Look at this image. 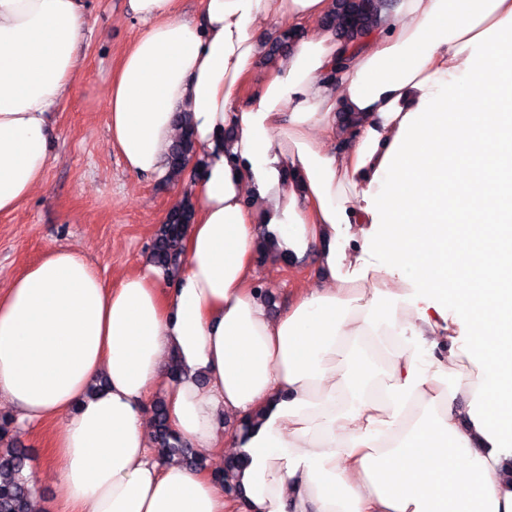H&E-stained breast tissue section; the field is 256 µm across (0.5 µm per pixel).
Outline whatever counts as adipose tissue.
Returning <instances> with one entry per match:
<instances>
[{"label": "adipose tissue", "mask_w": 512, "mask_h": 512, "mask_svg": "<svg viewBox=\"0 0 512 512\" xmlns=\"http://www.w3.org/2000/svg\"><path fill=\"white\" fill-rule=\"evenodd\" d=\"M130 7L110 140L161 175L191 128L195 221L175 275L108 287L56 249L0 289V401L62 422L35 512H228L212 473L156 455L158 389L181 439L245 456L248 512H512V0H397L354 48L320 24L332 0ZM85 9L0 0V215L45 183ZM272 20L309 27L282 60ZM261 224L324 278L275 319ZM224 414L250 425L218 436Z\"/></svg>", "instance_id": "1"}]
</instances>
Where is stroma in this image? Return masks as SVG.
<instances>
[{
  "label": "stroma",
  "mask_w": 512,
  "mask_h": 512,
  "mask_svg": "<svg viewBox=\"0 0 512 512\" xmlns=\"http://www.w3.org/2000/svg\"><path fill=\"white\" fill-rule=\"evenodd\" d=\"M84 61L53 113L50 163L45 184L20 209L0 215V287L53 249H72L95 266L105 285L144 262L167 213L190 190L187 178L140 177L129 173L109 142L107 93L122 52L141 25L129 0H86ZM314 252L253 263V279L267 292L271 316L286 309L296 289L317 285ZM59 423L46 422L14 433L26 449L28 477L38 495L57 494L52 440Z\"/></svg>",
  "instance_id": "35a3bbf8"
}]
</instances>
